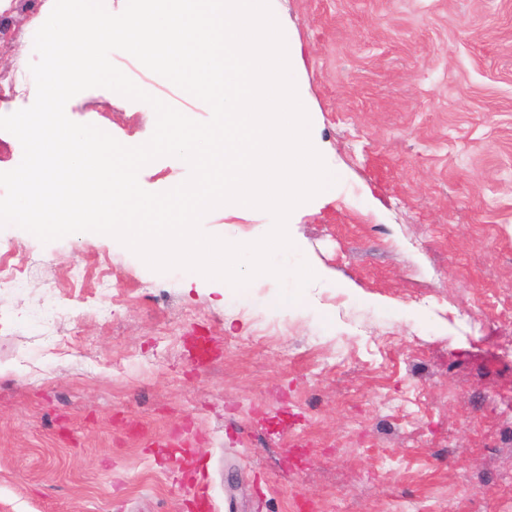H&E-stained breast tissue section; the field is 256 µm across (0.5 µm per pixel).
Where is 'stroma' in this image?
Masks as SVG:
<instances>
[{
	"label": "stroma",
	"mask_w": 512,
	"mask_h": 512,
	"mask_svg": "<svg viewBox=\"0 0 512 512\" xmlns=\"http://www.w3.org/2000/svg\"><path fill=\"white\" fill-rule=\"evenodd\" d=\"M336 191L288 232L302 304L158 273L112 238L0 228V512H194L162 440L208 465L215 512H512V0H270ZM35 17L0 38L29 67ZM138 86L211 110L116 51ZM68 117L126 143L144 102L91 88ZM188 166L139 173L163 192ZM270 215L209 212L253 237ZM111 295L99 311L100 295ZM215 340L208 368L192 337Z\"/></svg>",
	"instance_id": "35a3bbf8"
}]
</instances>
